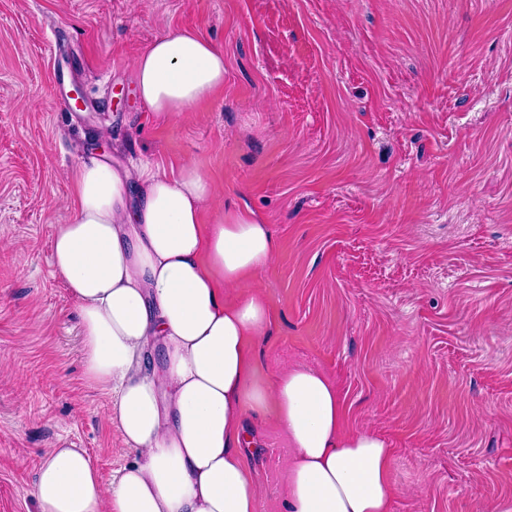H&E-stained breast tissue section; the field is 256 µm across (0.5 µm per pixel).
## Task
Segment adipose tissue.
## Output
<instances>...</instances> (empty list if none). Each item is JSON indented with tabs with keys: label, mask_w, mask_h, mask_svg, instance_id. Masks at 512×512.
<instances>
[{
	"label": "adipose tissue",
	"mask_w": 512,
	"mask_h": 512,
	"mask_svg": "<svg viewBox=\"0 0 512 512\" xmlns=\"http://www.w3.org/2000/svg\"><path fill=\"white\" fill-rule=\"evenodd\" d=\"M135 92L163 124L224 88V53L193 31L152 42ZM192 165L170 176L95 158L72 172V218L52 264L80 321L86 384L132 456L103 480L80 448H53L36 473L37 512H257L245 413H273L292 454L286 512H391L393 450L346 426L333 380L297 364L267 376L256 357L272 313L258 291L228 296L273 259L267 224L214 209Z\"/></svg>",
	"instance_id": "ef3b65f1"
}]
</instances>
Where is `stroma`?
<instances>
[{"label":"stroma","mask_w":512,"mask_h":512,"mask_svg":"<svg viewBox=\"0 0 512 512\" xmlns=\"http://www.w3.org/2000/svg\"><path fill=\"white\" fill-rule=\"evenodd\" d=\"M176 29L223 50L224 90L157 124L132 65ZM90 157L194 165L269 224L238 288L272 307L259 363L325 371L390 441L393 512H512V0H0V512H36L51 448L128 458L50 254ZM245 421L285 512L288 442Z\"/></svg>","instance_id":"1"}]
</instances>
